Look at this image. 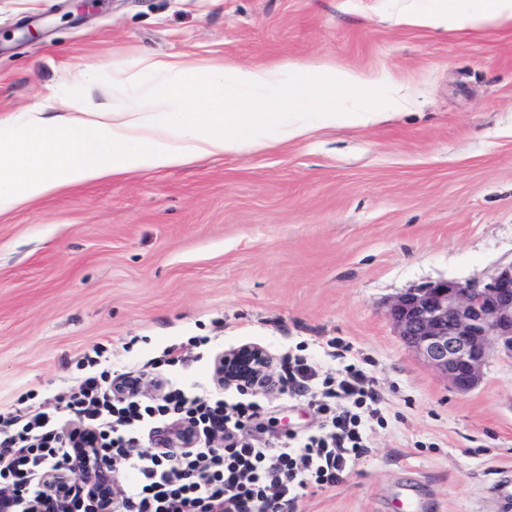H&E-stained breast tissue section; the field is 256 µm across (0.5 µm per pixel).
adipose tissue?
<instances>
[{
    "label": "adipose tissue",
    "mask_w": 512,
    "mask_h": 512,
    "mask_svg": "<svg viewBox=\"0 0 512 512\" xmlns=\"http://www.w3.org/2000/svg\"><path fill=\"white\" fill-rule=\"evenodd\" d=\"M396 21L446 29L512 24V0H436L428 9L411 0ZM325 71L296 59L203 71L150 57L136 68L113 65V92L135 89L137 99L109 107L56 102L47 111L24 112L10 134L0 135V217L77 183L298 143L335 123L366 127L414 101L410 87L388 75L378 100L337 109L336 88L365 80L346 71L327 82Z\"/></svg>",
    "instance_id": "ef3b65f1"
}]
</instances>
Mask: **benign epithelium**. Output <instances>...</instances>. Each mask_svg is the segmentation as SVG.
<instances>
[{"mask_svg": "<svg viewBox=\"0 0 512 512\" xmlns=\"http://www.w3.org/2000/svg\"><path fill=\"white\" fill-rule=\"evenodd\" d=\"M388 315L405 344L460 394L474 390L484 367L500 356L512 360V263L486 280L438 279L393 298ZM270 356L247 344L216 359L223 383L255 388L268 379Z\"/></svg>", "mask_w": 512, "mask_h": 512, "instance_id": "7a95c632", "label": "benign epithelium"}]
</instances>
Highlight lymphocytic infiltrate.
<instances>
[{
	"label": "lymphocytic infiltrate",
	"instance_id": "obj_1",
	"mask_svg": "<svg viewBox=\"0 0 512 512\" xmlns=\"http://www.w3.org/2000/svg\"><path fill=\"white\" fill-rule=\"evenodd\" d=\"M106 376H88L68 406L80 421L58 432L48 412L0 414V512H92V499L76 475L78 446L93 435L104 457L121 464L125 483L112 512H283L300 489L335 485L368 449V429L379 414V395L354 366L339 377H320L307 359L290 363L283 390L310 393L323 417L318 432L285 435L275 446L239 437L254 418L253 402L228 403L172 387L158 402L140 404L134 393L115 394ZM181 415L175 450L140 447V434L162 417ZM224 445L210 446L215 434ZM72 474L65 493L47 472Z\"/></svg>",
	"mask_w": 512,
	"mask_h": 512
}]
</instances>
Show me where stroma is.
<instances>
[{"mask_svg":"<svg viewBox=\"0 0 512 512\" xmlns=\"http://www.w3.org/2000/svg\"><path fill=\"white\" fill-rule=\"evenodd\" d=\"M401 0H0V120L52 99L112 102V66L176 56L204 69L288 59L388 73L416 103L368 127L327 126L265 151L77 184L0 218V413L43 407L63 428L93 350L110 377L198 394L244 344L280 378L362 368L384 420L341 482L290 512H512V362L449 388L398 335L389 301L420 283L486 279L512 263V27L399 26ZM32 39L21 41L22 28ZM97 72L93 85L81 71ZM208 337L207 345L197 337ZM178 361L166 364L167 352ZM240 435L264 445L322 422L309 399L255 391Z\"/></svg>","mask_w":512,"mask_h":512,"instance_id":"1","label":"stroma"}]
</instances>
